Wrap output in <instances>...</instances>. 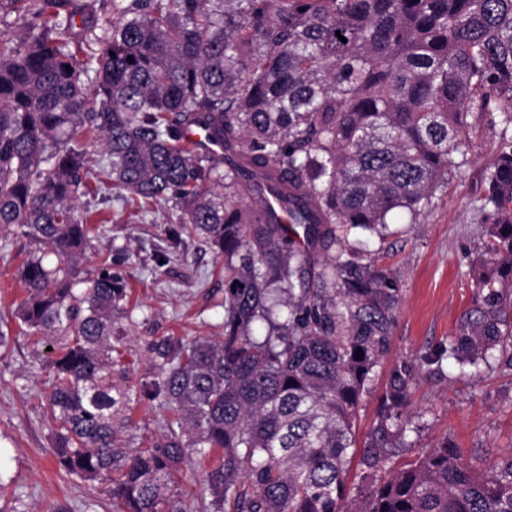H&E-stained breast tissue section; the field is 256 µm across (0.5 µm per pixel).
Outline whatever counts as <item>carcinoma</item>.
I'll return each mask as SVG.
<instances>
[{
    "label": "carcinoma",
    "mask_w": 512,
    "mask_h": 512,
    "mask_svg": "<svg viewBox=\"0 0 512 512\" xmlns=\"http://www.w3.org/2000/svg\"><path fill=\"white\" fill-rule=\"evenodd\" d=\"M69 4L0 0L31 12L25 33L0 35V240L19 227L35 245L9 317L34 353L52 347L59 465L104 485L117 512H196L171 494L194 455L216 457L203 478L214 512H342L358 411L399 304L357 235L429 207L493 112L487 270L440 354L478 373L512 348V0H112L94 52L99 18L76 33ZM196 123L223 156L187 142ZM92 142L106 158L94 183ZM103 189L179 200L181 229L224 255V340L148 345L155 378L135 397L172 414L148 448L124 446L132 396L112 370L127 283L80 267L90 237L77 201ZM415 378L411 362L390 370L357 512H512V454L477 473L443 446L389 471L418 431Z\"/></svg>",
    "instance_id": "1"
}]
</instances>
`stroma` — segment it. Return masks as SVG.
<instances>
[{"mask_svg": "<svg viewBox=\"0 0 512 512\" xmlns=\"http://www.w3.org/2000/svg\"><path fill=\"white\" fill-rule=\"evenodd\" d=\"M469 161L440 188L417 217L395 216L384 237L361 233L366 251L389 270L399 290L390 351L364 401L357 438L372 428L393 362H417L409 412L419 426L411 445L392 460L401 468L432 449L449 446L479 471L512 453V364L499 357L476 378L460 376L449 361L423 364L447 348L485 269L487 226L475 200L500 143L481 119ZM92 214V247L82 265L97 271L104 256L128 283L114 319L118 362L128 385L151 376L147 345L173 337L220 341L224 336V261L201 237L182 233L174 203L147 206L138 219L116 195L81 197ZM31 245L24 237L0 244V308L26 295L18 268ZM47 372L19 328L0 347V512H115L99 484L68 475L54 457L46 414ZM123 436L129 448L161 441L169 413L159 402L137 400Z\"/></svg>", "mask_w": 512, "mask_h": 512, "instance_id": "1", "label": "stroma"}]
</instances>
